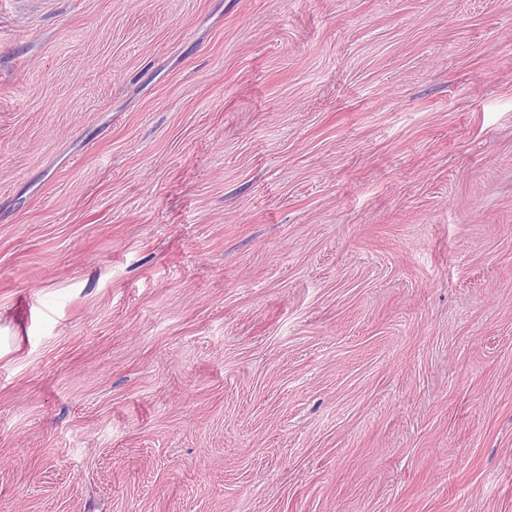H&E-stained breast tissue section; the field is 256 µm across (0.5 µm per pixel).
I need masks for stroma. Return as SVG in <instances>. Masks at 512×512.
Returning a JSON list of instances; mask_svg holds the SVG:
<instances>
[{"instance_id": "35a3bbf8", "label": "stroma", "mask_w": 512, "mask_h": 512, "mask_svg": "<svg viewBox=\"0 0 512 512\" xmlns=\"http://www.w3.org/2000/svg\"><path fill=\"white\" fill-rule=\"evenodd\" d=\"M0 512H512V0H0Z\"/></svg>"}]
</instances>
